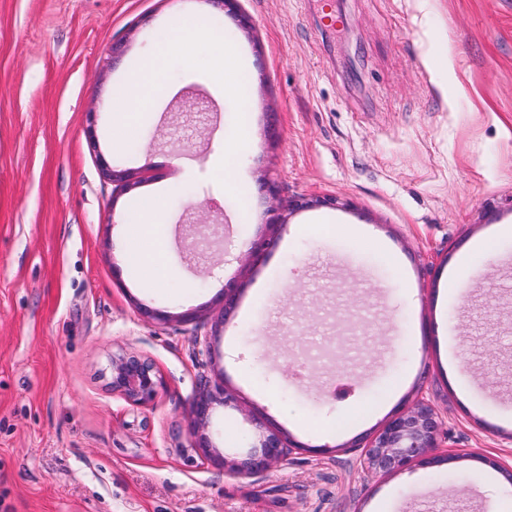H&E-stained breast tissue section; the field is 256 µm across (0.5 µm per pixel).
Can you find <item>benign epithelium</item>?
Listing matches in <instances>:
<instances>
[{"mask_svg":"<svg viewBox=\"0 0 512 512\" xmlns=\"http://www.w3.org/2000/svg\"><path fill=\"white\" fill-rule=\"evenodd\" d=\"M215 8L238 15L240 26L248 28L251 20L239 12L238 0H207ZM112 177V183L120 191L132 186V173L125 170L106 169ZM336 198L318 197L309 199L295 196L284 205L290 212L313 206H334ZM112 392L123 396L136 406L151 402L161 381L153 364L133 351L112 355L110 361V381ZM231 397L224 391V386L217 383L206 386L196 396L190 410V422L193 432L204 428L213 405L228 404ZM442 419L430 400L421 396L406 411L398 412L387 419L382 428L372 437L357 444L360 448L359 464L367 477L386 476L403 471L413 465L439 466L454 459V454L442 453L441 447ZM192 448L202 458L219 466H230L236 474L253 476L288 463L294 445H288L274 432L260 437L258 445L242 458L227 461L217 453L204 437H198Z\"/></svg>","mask_w":512,"mask_h":512,"instance_id":"obj_1","label":"benign epithelium"}]
</instances>
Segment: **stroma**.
Wrapping results in <instances>:
<instances>
[{
	"label": "stroma",
	"mask_w": 512,
	"mask_h": 512,
	"mask_svg": "<svg viewBox=\"0 0 512 512\" xmlns=\"http://www.w3.org/2000/svg\"><path fill=\"white\" fill-rule=\"evenodd\" d=\"M335 3L326 29L319 0H240L248 32L209 0H0V512H498L483 459L512 463V0ZM186 16L237 55L244 97L186 81L206 53H170L177 93L114 148V92ZM228 133L229 186L209 165ZM156 190L172 242L148 288L119 227ZM325 195L336 208L275 223L277 200ZM121 351L160 375L148 405L108 387ZM219 380L236 402L211 411L214 448L272 430L300 444L286 465L238 476L193 450L191 404ZM421 396L458 461L366 479L352 442Z\"/></svg>",
	"instance_id": "35a3bbf8"
}]
</instances>
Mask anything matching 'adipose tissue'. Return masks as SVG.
<instances>
[{
  "instance_id": "ef3b65f1",
  "label": "adipose tissue",
  "mask_w": 512,
  "mask_h": 512,
  "mask_svg": "<svg viewBox=\"0 0 512 512\" xmlns=\"http://www.w3.org/2000/svg\"><path fill=\"white\" fill-rule=\"evenodd\" d=\"M200 33L197 20L183 19L180 35L174 42L175 48L181 49L189 57L199 45H206L212 61V68L205 76L207 83L218 95L225 97L236 94L237 85L231 78L232 59L225 54L223 43L213 37L200 41ZM162 76L160 59L154 56L145 60L137 76L117 91L112 110L121 138L133 135L142 115L158 106ZM166 230L164 209L156 194L142 199L133 207L126 224L121 227L129 258L140 267L146 284L152 287L160 285L165 277L163 248L167 243Z\"/></svg>"
}]
</instances>
